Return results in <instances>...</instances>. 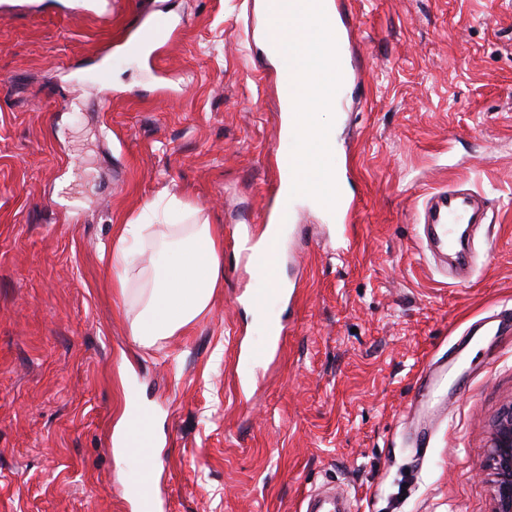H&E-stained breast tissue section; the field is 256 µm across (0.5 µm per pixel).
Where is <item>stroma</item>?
<instances>
[{"label": "stroma", "mask_w": 512, "mask_h": 512, "mask_svg": "<svg viewBox=\"0 0 512 512\" xmlns=\"http://www.w3.org/2000/svg\"><path fill=\"white\" fill-rule=\"evenodd\" d=\"M18 2L0 17V512H139L141 466L112 445L130 399L155 418L168 512H299L328 482L354 512H494L512 320L457 344L512 306V0H341L357 25L333 113L334 175L356 201L343 232L315 199L279 195L291 143L256 0H112L107 23ZM153 14L180 30L150 60L127 45ZM448 186L492 203L462 281L415 237ZM166 192L222 229L224 286L189 332L143 348L107 253ZM280 210L278 278L299 288L271 312L293 328L242 394L236 346L263 337L236 242ZM442 357L457 401L415 448L410 399Z\"/></svg>", "instance_id": "obj_1"}]
</instances>
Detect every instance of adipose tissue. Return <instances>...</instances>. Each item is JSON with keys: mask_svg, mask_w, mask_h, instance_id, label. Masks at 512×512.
Wrapping results in <instances>:
<instances>
[{"mask_svg": "<svg viewBox=\"0 0 512 512\" xmlns=\"http://www.w3.org/2000/svg\"><path fill=\"white\" fill-rule=\"evenodd\" d=\"M195 214L173 197L147 205L119 227L110 253L114 286L122 296L136 298L131 334L141 346L153 347L185 331L210 310L224 285V241L209 222H195ZM157 219L168 232L156 242L149 265H136L132 245L151 237Z\"/></svg>", "mask_w": 512, "mask_h": 512, "instance_id": "adipose-tissue-1", "label": "adipose tissue"}]
</instances>
